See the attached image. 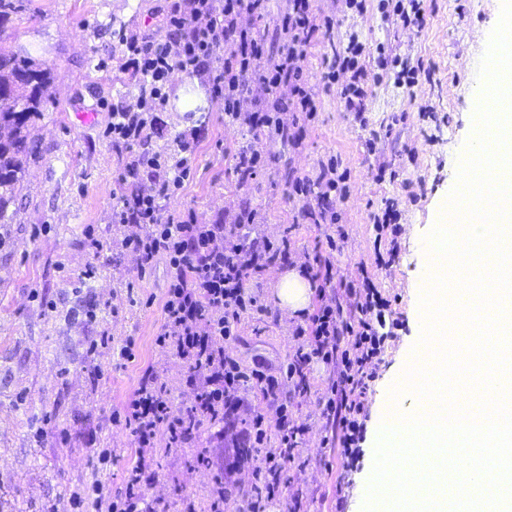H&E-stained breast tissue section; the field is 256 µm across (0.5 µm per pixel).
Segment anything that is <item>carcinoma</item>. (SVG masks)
Instances as JSON below:
<instances>
[{
  "label": "carcinoma",
  "mask_w": 512,
  "mask_h": 512,
  "mask_svg": "<svg viewBox=\"0 0 512 512\" xmlns=\"http://www.w3.org/2000/svg\"><path fill=\"white\" fill-rule=\"evenodd\" d=\"M22 10L21 0H0V26ZM51 69L0 46V245L22 174L32 157L31 128L50 96Z\"/></svg>",
  "instance_id": "carcinoma-1"
}]
</instances>
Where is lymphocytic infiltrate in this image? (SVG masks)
<instances>
[{
  "mask_svg": "<svg viewBox=\"0 0 512 512\" xmlns=\"http://www.w3.org/2000/svg\"><path fill=\"white\" fill-rule=\"evenodd\" d=\"M264 0H173L166 23L175 27V37L158 40L134 34L119 41L131 56L134 70L144 87L134 107L113 112L105 129L113 143L124 146L128 160L121 182L132 189L113 207L111 221L125 233L123 249L133 254L139 276L151 271L157 258H166L171 269L164 304V322L154 338L163 352L180 358L188 367L186 385L195 387L203 404L196 408L197 424L220 425L226 414L245 407L246 390L260 394L276 405L278 439L264 447L267 422L255 414L257 464L253 471L256 487L265 503L279 499V475L292 456L305 425L289 423L287 408L279 402V383L259 369L243 370L230 355L227 344L236 327L249 313L262 312L249 284L276 267L285 245L259 240L251 235L255 211L241 212L232 224H200L193 212L165 215L164 202L189 179L197 142L175 138L165 152L153 151L150 132L157 114L167 101L166 86L177 72L207 74L216 98L224 102L229 123L248 128L254 141L235 156L241 182L254 179L263 150L258 141L266 129L291 133L302 142V126H289L271 116L267 105L276 102L283 86H290L293 111L312 118L317 110V93L303 79L308 49L318 35H330L334 15L362 13L366 0H331L332 12L320 16L313 0H289L290 7L276 25L282 43L280 56L265 69L255 70L254 60L265 52L263 37L242 26L244 14H257ZM364 45L350 35L346 46L334 53L324 74L326 86L337 87L342 99L354 110H362L372 74L360 58ZM261 89L266 102L253 110L240 107L241 98ZM358 317L343 318L335 297L320 295L319 305L306 326L297 328L301 337L286 379L299 391L308 388L307 373L312 361L331 365L336 373L323 413L340 432L346 457L358 452L357 442L365 411V395L376 374V360L383 336L377 329L389 308L370 275L347 282ZM174 390L159 372H151L122 410L112 419L122 422L137 448L123 490L106 492L100 479H93L72 495L73 512H165L159 502L148 499L143 477L157 467L158 447L176 448L175 435L181 417L173 410Z\"/></svg>",
  "mask_w": 512,
  "mask_h": 512,
  "instance_id": "lymphocytic-infiltrate-1",
  "label": "lymphocytic infiltrate"
}]
</instances>
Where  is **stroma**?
I'll use <instances>...</instances> for the list:
<instances>
[{
    "instance_id": "1",
    "label": "stroma",
    "mask_w": 512,
    "mask_h": 512,
    "mask_svg": "<svg viewBox=\"0 0 512 512\" xmlns=\"http://www.w3.org/2000/svg\"><path fill=\"white\" fill-rule=\"evenodd\" d=\"M170 2L24 0L11 28L0 33V44L52 71L51 97L32 129V159L7 227L10 243L0 246V512H72V493L95 476L121 491L136 449L111 417L150 371L168 378L176 409L195 403V390L184 383V365L163 356L154 343L164 322L168 264L158 259L149 275L139 277L132 256L117 245L121 232L111 214L125 191L117 177L127 153L103 135L112 111L132 107L139 93L118 32L168 36ZM288 6V0H266L262 16L244 15V27L265 32V55L254 61L255 69L279 56L275 28ZM499 6L500 0H426V22L419 29L385 21L375 0H368L364 13L337 17L332 35L308 51L304 77L318 92V112L305 124L301 147L274 133L265 136V167L245 186L234 167L248 132L225 122L223 101L206 86L195 110L178 111V88L187 77L177 73L170 81L153 148L164 149L193 128L200 137L193 176L167 200V210L192 211L200 224H230L243 210L257 211L256 236L289 241L286 267L330 260L340 298L346 295L341 281L358 279L376 261L389 264L375 281L390 302L388 338L365 402L360 456L348 462L331 439L323 402L333 369L312 363L306 393L289 394L286 401L289 418L308 432L269 512H362L376 425L419 341L420 296L431 254L427 236L467 146L473 91ZM353 32L375 77L359 118L321 80L326 61ZM380 44L432 69V80L394 84L376 66ZM81 112L93 113V121L81 123ZM331 159L346 175L342 194L313 206L310 217H299L296 176L315 175ZM389 204L398 211L397 229L382 232L371 216ZM94 238L104 244L97 254L90 247ZM90 265L97 273L88 280L83 272ZM278 275L271 269L255 285L267 312L242 318L229 352L243 367H263L282 381L299 340L296 320L271 296ZM91 296L101 303L96 320L69 319ZM105 333L119 343L134 338L133 359L114 357L108 349L89 352L91 340ZM209 437L202 426L183 447L159 451L160 468L146 487L149 499L162 500L168 512H178L182 500L190 499L197 512H207L220 480L224 512H234L251 487L255 464L223 447L213 467L193 465L195 448ZM99 448L116 451L111 466L100 471L94 468Z\"/></svg>"
}]
</instances>
